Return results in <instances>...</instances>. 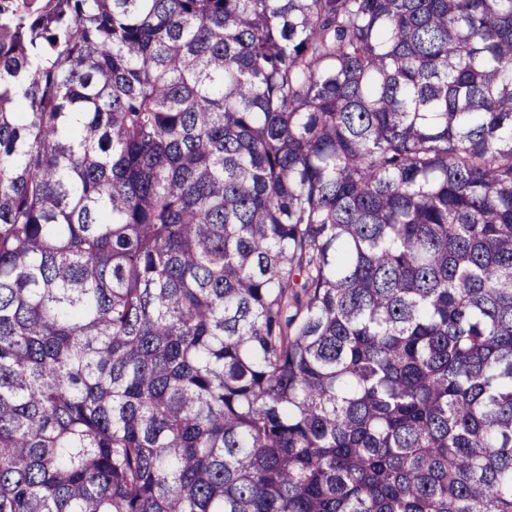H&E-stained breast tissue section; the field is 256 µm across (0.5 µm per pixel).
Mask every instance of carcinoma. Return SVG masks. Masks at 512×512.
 <instances>
[{"mask_svg": "<svg viewBox=\"0 0 512 512\" xmlns=\"http://www.w3.org/2000/svg\"><path fill=\"white\" fill-rule=\"evenodd\" d=\"M0 512H512V0H0Z\"/></svg>", "mask_w": 512, "mask_h": 512, "instance_id": "obj_1", "label": "carcinoma"}]
</instances>
